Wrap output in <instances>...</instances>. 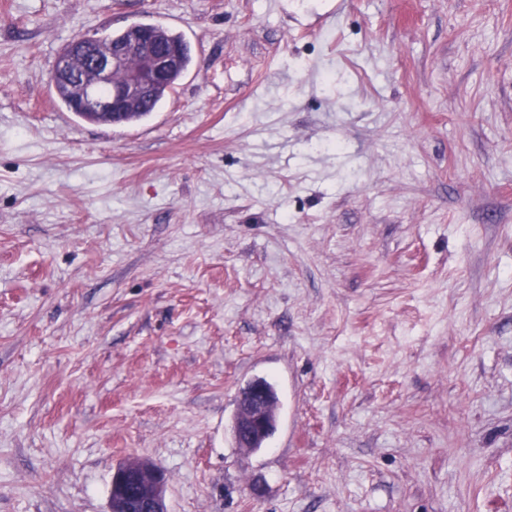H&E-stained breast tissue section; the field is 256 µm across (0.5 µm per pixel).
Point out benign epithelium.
<instances>
[{
  "label": "benign epithelium",
  "instance_id": "7a95c632",
  "mask_svg": "<svg viewBox=\"0 0 512 512\" xmlns=\"http://www.w3.org/2000/svg\"><path fill=\"white\" fill-rule=\"evenodd\" d=\"M119 43L107 38L100 47L90 39L76 37L63 49L53 69L57 87H76L72 106L94 111L122 125L123 110L144 103L154 86L180 65L181 47L159 37L151 24L133 23L123 30ZM278 397L264 378L245 383L236 397L232 435L239 448L254 451L266 444L277 425ZM168 479L151 462L128 459L112 473L108 512H169Z\"/></svg>",
  "mask_w": 512,
  "mask_h": 512
}]
</instances>
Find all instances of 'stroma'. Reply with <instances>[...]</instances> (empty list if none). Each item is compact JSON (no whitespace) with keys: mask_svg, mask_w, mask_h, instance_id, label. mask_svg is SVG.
I'll list each match as a JSON object with an SVG mask.
<instances>
[{"mask_svg":"<svg viewBox=\"0 0 512 512\" xmlns=\"http://www.w3.org/2000/svg\"><path fill=\"white\" fill-rule=\"evenodd\" d=\"M133 23L188 70L83 121L58 55ZM129 456L169 512H512V0H0V512ZM271 388L274 386L269 382ZM264 378L245 383L236 397L232 435L238 448L254 451L264 447L277 425L278 397ZM275 389V388H274Z\"/></svg>","mask_w":512,"mask_h":512,"instance_id":"stroma-1","label":"stroma"}]
</instances>
